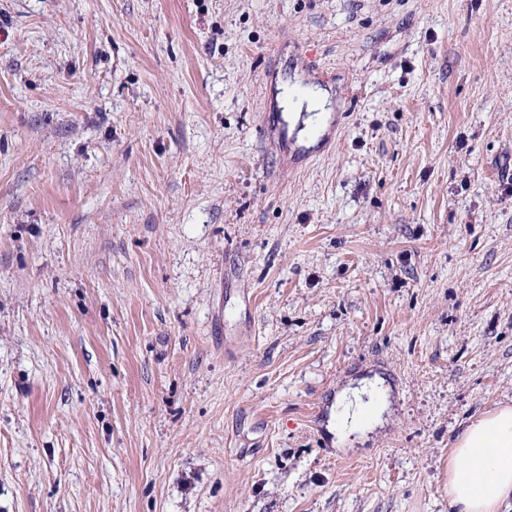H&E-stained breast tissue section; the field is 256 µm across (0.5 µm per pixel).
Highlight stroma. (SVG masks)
I'll list each match as a JSON object with an SVG mask.
<instances>
[{"mask_svg": "<svg viewBox=\"0 0 512 512\" xmlns=\"http://www.w3.org/2000/svg\"><path fill=\"white\" fill-rule=\"evenodd\" d=\"M502 403L512 0H0V512H448ZM331 97V88H321L318 87L313 94L306 98L305 100H299L296 102H288V99H282L278 94L276 95V100L279 103V107L283 109V112H292L293 114L290 117L291 127L294 129L297 123L301 119V112H303L304 106L306 102L305 110L306 112H313L318 109H321L323 105L330 99ZM353 395L355 401L345 404L342 411L336 414V430L345 429L348 425L355 427L370 421L373 413L378 409L379 400L374 386L371 390L366 387L362 390L355 389ZM362 395H367L368 399L364 401Z\"/></svg>", "mask_w": 512, "mask_h": 512, "instance_id": "1", "label": "stroma"}]
</instances>
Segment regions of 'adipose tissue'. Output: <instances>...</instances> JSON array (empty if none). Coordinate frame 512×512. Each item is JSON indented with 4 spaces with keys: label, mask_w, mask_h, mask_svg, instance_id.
Listing matches in <instances>:
<instances>
[{
    "label": "adipose tissue",
    "mask_w": 512,
    "mask_h": 512,
    "mask_svg": "<svg viewBox=\"0 0 512 512\" xmlns=\"http://www.w3.org/2000/svg\"><path fill=\"white\" fill-rule=\"evenodd\" d=\"M331 91L317 88L304 101L280 100L290 120L300 123L299 139L321 123L316 112ZM448 512H512V406L470 420L459 431L448 458Z\"/></svg>",
    "instance_id": "ef3b65f1"
}]
</instances>
